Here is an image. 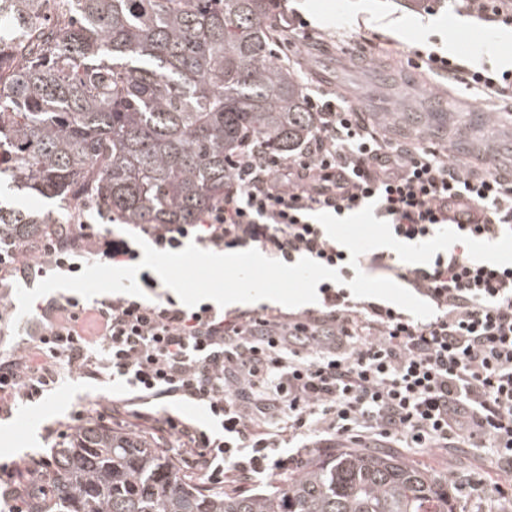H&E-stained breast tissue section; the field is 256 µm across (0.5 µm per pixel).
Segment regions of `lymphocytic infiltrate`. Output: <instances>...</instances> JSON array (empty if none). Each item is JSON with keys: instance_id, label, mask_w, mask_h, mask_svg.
Instances as JSON below:
<instances>
[{"instance_id": "f902f5d3", "label": "lymphocytic infiltrate", "mask_w": 512, "mask_h": 512, "mask_svg": "<svg viewBox=\"0 0 512 512\" xmlns=\"http://www.w3.org/2000/svg\"><path fill=\"white\" fill-rule=\"evenodd\" d=\"M305 95L316 125L295 153L281 158L245 142L220 205L194 224L140 230L161 250L191 237L222 249L255 245L289 265L312 258L341 276L320 284L321 309L224 313L209 304L188 310L170 296L87 304L48 294L35 303L30 347L0 364V410L41 397L63 361L90 379L110 371L125 395L94 415L72 411L50 429L56 442L93 420L123 426L157 447L180 448L189 473L237 492L346 444L484 448L512 467V265L475 261L460 243L419 266L386 250L363 254L360 265L434 308L420 320L355 297L349 251L313 221L370 204L407 243L443 228L494 242L512 229V183L490 171L475 175L433 147L384 142L335 93ZM138 257L90 224L34 253L0 243V320L16 310L14 277L34 282L57 270L79 273L87 262ZM183 403L202 407L214 428L171 412ZM45 467L42 456L1 464L0 512H25L26 498L44 493Z\"/></svg>"}]
</instances>
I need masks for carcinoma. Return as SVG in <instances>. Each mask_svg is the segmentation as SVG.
I'll use <instances>...</instances> for the list:
<instances>
[{
    "label": "carcinoma",
    "instance_id": "1",
    "mask_svg": "<svg viewBox=\"0 0 512 512\" xmlns=\"http://www.w3.org/2000/svg\"><path fill=\"white\" fill-rule=\"evenodd\" d=\"M0 0V182L107 221L194 224L224 201L240 145L288 157L314 131L274 52L269 0ZM55 214L0 204L33 250ZM50 512H453L448 480L395 452L342 448L288 481L228 495L184 483L164 451L101 425L51 457Z\"/></svg>",
    "mask_w": 512,
    "mask_h": 512
}]
</instances>
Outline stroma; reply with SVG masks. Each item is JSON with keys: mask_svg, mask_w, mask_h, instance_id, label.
<instances>
[{"mask_svg": "<svg viewBox=\"0 0 512 512\" xmlns=\"http://www.w3.org/2000/svg\"><path fill=\"white\" fill-rule=\"evenodd\" d=\"M276 0L271 15L296 13L307 20L313 41L275 49L295 77L313 87L335 89L347 105L361 112L370 127L396 145L447 148L449 157H474L475 171L491 160L495 173L512 175V94L484 91L464 83L461 76L415 68L429 51L447 55L466 68L480 65L512 70V26L487 22L455 10L451 0ZM443 88L448 110L431 115L430 97ZM63 380L48 386L36 403L21 402L10 413L0 412V459L51 456L54 442L45 430L68 420L74 407L96 413L100 403L123 390L111 378L88 380L69 375L59 364ZM401 456L428 467L448 480L454 512H500L499 485L512 479L500 464L472 448L431 451L404 448ZM487 480L484 495L466 500L462 483Z\"/></svg>", "mask_w": 512, "mask_h": 512, "instance_id": "stroma-1", "label": "stroma"}]
</instances>
